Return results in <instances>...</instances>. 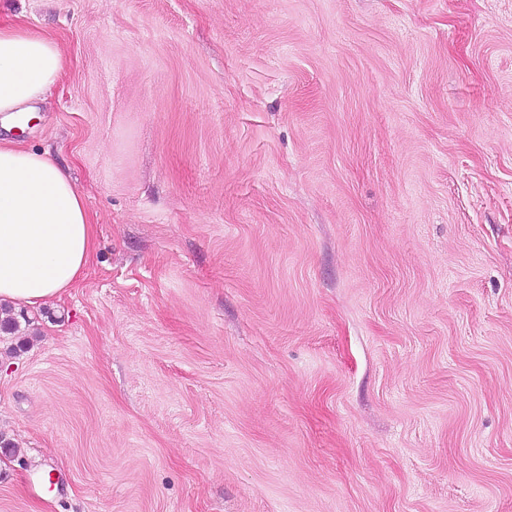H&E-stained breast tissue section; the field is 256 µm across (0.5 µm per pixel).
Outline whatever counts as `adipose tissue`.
<instances>
[{"label":"adipose tissue","instance_id":"obj_1","mask_svg":"<svg viewBox=\"0 0 512 512\" xmlns=\"http://www.w3.org/2000/svg\"><path fill=\"white\" fill-rule=\"evenodd\" d=\"M49 37L0 27V112L21 113L61 78ZM94 251V226L67 173L45 153L0 143V299L35 306L76 286Z\"/></svg>","mask_w":512,"mask_h":512}]
</instances>
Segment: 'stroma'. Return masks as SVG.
<instances>
[{"mask_svg":"<svg viewBox=\"0 0 512 512\" xmlns=\"http://www.w3.org/2000/svg\"><path fill=\"white\" fill-rule=\"evenodd\" d=\"M0 23L95 236L0 333V512H512V0ZM64 66L51 38L22 25L0 27V112L30 110L61 78Z\"/></svg>","mask_w":512,"mask_h":512,"instance_id":"1","label":"stroma"}]
</instances>
